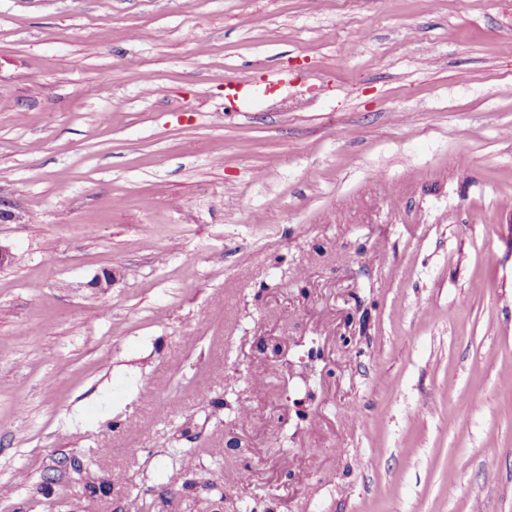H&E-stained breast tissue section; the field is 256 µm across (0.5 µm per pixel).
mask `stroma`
<instances>
[{
    "mask_svg": "<svg viewBox=\"0 0 512 512\" xmlns=\"http://www.w3.org/2000/svg\"><path fill=\"white\" fill-rule=\"evenodd\" d=\"M0 194V512H512V0H0Z\"/></svg>",
    "mask_w": 512,
    "mask_h": 512,
    "instance_id": "stroma-1",
    "label": "stroma"
}]
</instances>
